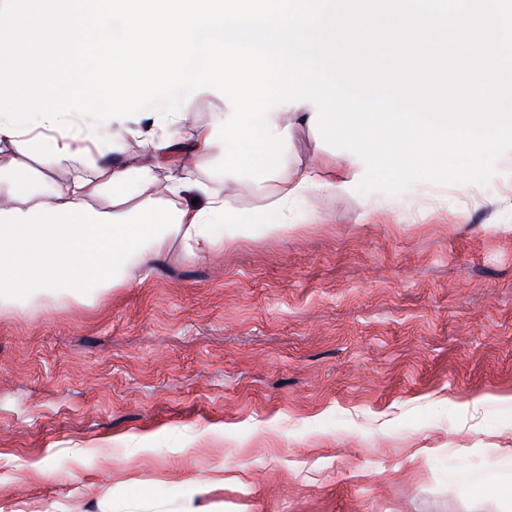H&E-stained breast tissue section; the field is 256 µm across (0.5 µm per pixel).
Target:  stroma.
I'll use <instances>...</instances> for the list:
<instances>
[{"instance_id": "obj_1", "label": "stroma", "mask_w": 512, "mask_h": 512, "mask_svg": "<svg viewBox=\"0 0 512 512\" xmlns=\"http://www.w3.org/2000/svg\"><path fill=\"white\" fill-rule=\"evenodd\" d=\"M251 214L275 177L186 148ZM108 296L0 306V512H512V152L487 185L322 191Z\"/></svg>"}]
</instances>
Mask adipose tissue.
I'll use <instances>...</instances> for the list:
<instances>
[{"mask_svg":"<svg viewBox=\"0 0 512 512\" xmlns=\"http://www.w3.org/2000/svg\"><path fill=\"white\" fill-rule=\"evenodd\" d=\"M21 143L55 166L84 162L95 168L96 177L54 185L50 197H42L11 156L12 147ZM98 156V150H75L70 143L41 135L0 133V301L24 298L34 288L107 293L126 284L133 269L160 267L172 234L191 255L214 247V229L223 223L235 236L249 235L256 223L265 233L287 234L296 201L315 190L346 192L362 171L349 154L338 158L329 177L313 160L293 157L270 200L251 220L240 216L195 169H183L160 191L151 166L102 165ZM188 187L197 192L198 204H166V197H179ZM99 197L111 199V210L93 208Z\"/></svg>","mask_w":512,"mask_h":512,"instance_id":"ef3b65f1","label":"adipose tissue"}]
</instances>
